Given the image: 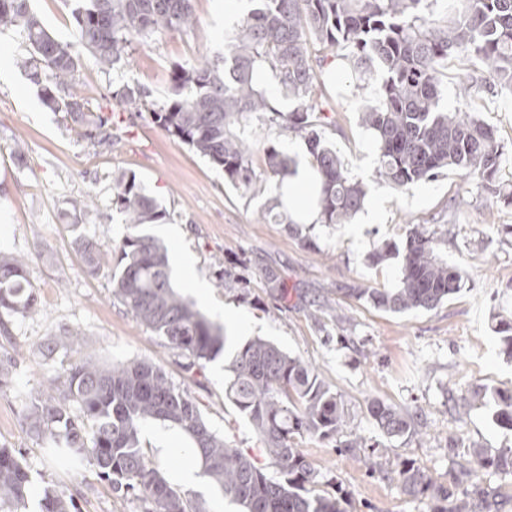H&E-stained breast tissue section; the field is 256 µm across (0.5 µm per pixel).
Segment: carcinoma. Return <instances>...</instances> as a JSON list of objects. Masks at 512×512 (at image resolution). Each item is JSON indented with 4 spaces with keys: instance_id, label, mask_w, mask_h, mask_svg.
I'll return each instance as SVG.
<instances>
[{
    "instance_id": "carcinoma-1",
    "label": "carcinoma",
    "mask_w": 512,
    "mask_h": 512,
    "mask_svg": "<svg viewBox=\"0 0 512 512\" xmlns=\"http://www.w3.org/2000/svg\"><path fill=\"white\" fill-rule=\"evenodd\" d=\"M193 0H77L73 15L75 42L62 43L30 8L29 0H0V28L23 33L31 55L19 66L39 87L42 104L65 110L80 138L103 144L111 139V117L84 111L74 86L82 55L103 69L115 68L135 38L180 31L194 21ZM257 8L239 23L224 55L173 66L172 96L149 111L151 121L169 137L186 145L224 172V180L246 190L271 194L273 207L285 206L283 181L292 174L290 160L275 145L263 149L266 175L251 166L252 148L233 128L271 111L266 93L254 82V71L269 66L281 89L295 101L292 111L273 112L271 122L304 134L319 179L316 207L321 224H346L364 205L366 191L344 170L336 151L318 130L325 117L311 98L318 81L309 45L323 51L352 49L353 69L383 75L376 106L361 112L360 122L373 132L379 178L404 188L439 176L454 167L485 191L499 195L503 146L494 130L473 112H445L440 67L457 51L476 55L484 82L512 91V0H456L457 11L444 16L425 13L436 0H258ZM144 92L124 86L113 99L134 108ZM112 205L124 216L129 232L119 245L120 261L112 274V295L167 345L193 363L214 359L226 344L224 329L210 322L195 305L175 291L167 251L140 233L146 224L167 219L166 211L148 196L136 178L120 176L112 187ZM92 273L99 267L100 245L78 241ZM402 254L395 288L352 290L359 300L392 313L432 310L460 292L466 274L437 254L436 240L421 225L406 233L403 247L384 243L370 261L380 263ZM28 260L0 254V333L10 335L11 319L33 312L38 294L27 276ZM269 295L282 299L280 273L262 272ZM80 333L69 329L48 337L40 348L49 358L59 349L77 351ZM16 359L0 357V391L10 388ZM224 397L242 414L264 444L263 451L281 479L240 448H232L204 418L199 404L171 382L150 360L110 367L79 358L50 381L45 397L23 403L29 431L77 471L94 466L112 491L132 493L145 512H205L167 480L141 446L144 425L151 421L180 428L196 448L204 472L244 512H346L347 494L318 493L320 472L299 448L304 435L329 440L345 424L340 396L316 369L276 344L254 339L227 365ZM496 425L512 431V394L491 393ZM367 411L389 439L416 433L417 413L373 400ZM473 468L461 467L455 483L479 471L512 476V448H471ZM396 474L412 496L428 495L448 502L434 512H497L475 488L458 495L453 486H436L415 462L398 463ZM30 476L16 453L0 448V508L26 509ZM41 512H79L68 489L44 491Z\"/></svg>"
}]
</instances>
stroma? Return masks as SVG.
Segmentation results:
<instances>
[{"mask_svg": "<svg viewBox=\"0 0 512 512\" xmlns=\"http://www.w3.org/2000/svg\"><path fill=\"white\" fill-rule=\"evenodd\" d=\"M30 5L58 41H73L74 0H30ZM255 6L256 0H194L190 28L132 43L119 68L104 70L83 56L75 79L78 86L94 88L84 98L86 110L112 116L108 146L81 139L67 112L43 106L37 86L17 64L29 55L23 35L0 31L8 65L0 75V252L28 258V277L40 297L37 310L14 319L10 338L0 337V353L18 359L11 389L0 392V447L14 450L31 476L34 494L26 512H40L41 492L62 486L74 493L81 512L144 510L133 497L113 493L93 468L71 477L23 421L22 401L81 356L106 364H160L177 388L198 401L229 445L250 450L268 476L279 475L248 420L224 397L223 357L188 367L183 355L113 297L112 272L127 232L112 205V186L122 174L135 176L168 214L166 222L143 226V233L166 249L178 246L194 254L197 274L223 306L216 322L229 335L228 349L256 337L271 340L316 366L340 395L346 424L337 441L360 436L365 447L351 455L339 452L336 441L306 436L300 448L322 475L320 489L336 484L347 491V512H432L429 497L402 489L395 474L399 459H414L435 484L445 486L467 463L468 448L512 447V432L494 424L492 406L470 399L479 386L512 391V360L495 331L500 320L512 321V236L503 231L512 225V204L466 181L456 169L403 190L380 181L374 138L359 121L364 106L377 104L380 80L355 87L345 63L349 49H342L333 68L321 70L328 114L322 133L348 175L365 184L368 199L383 200L374 219L364 209L350 223L335 226L260 220L269 193L233 187L223 171L187 146L113 104L111 92L123 84L148 90L149 104L164 101L172 65L223 54L227 39ZM481 72L478 59L449 58L442 107L463 108L459 89ZM471 106L504 146L500 182L512 185V92L479 91ZM240 133L255 148L251 160L259 176L266 144H276L295 161L308 154L302 137L262 120L247 121ZM19 143L26 151L21 163L14 156ZM89 195L95 207L74 213L73 202ZM415 224L435 232L439 254L465 271L462 291L435 309L403 314L352 297L355 288L397 284L400 259L375 265L368 256L382 242H403ZM78 237L101 245L97 274L87 272L76 251ZM223 265L236 266L244 283L218 287ZM270 266L282 275L286 299L268 295L261 273ZM315 309L321 315L317 321L308 316ZM62 326L81 332L80 351L61 349L44 357L41 345ZM373 399L418 410L419 436L385 439L367 412Z\"/></svg>", "mask_w": 512, "mask_h": 512, "instance_id": "1", "label": "stroma"}]
</instances>
